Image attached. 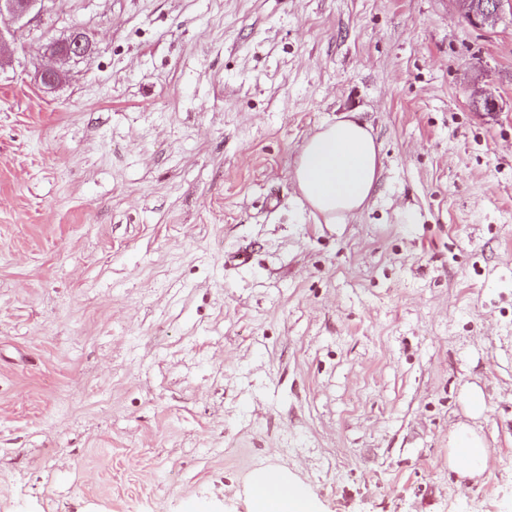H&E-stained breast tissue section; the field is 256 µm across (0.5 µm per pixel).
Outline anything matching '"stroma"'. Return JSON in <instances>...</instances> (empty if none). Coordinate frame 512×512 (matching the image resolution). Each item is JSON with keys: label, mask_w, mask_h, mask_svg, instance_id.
Wrapping results in <instances>:
<instances>
[{"label": "stroma", "mask_w": 512, "mask_h": 512, "mask_svg": "<svg viewBox=\"0 0 512 512\" xmlns=\"http://www.w3.org/2000/svg\"><path fill=\"white\" fill-rule=\"evenodd\" d=\"M1 36L0 512H247L268 464L323 512H512V13L47 0ZM344 112L380 184L320 224L292 171ZM91 50L92 42L79 29H73L65 42L52 41L46 47V51L52 57L64 60L81 59L88 55ZM462 399L465 404V412L468 418H481L488 409L486 396L477 386L468 387L463 392ZM487 444L468 422L458 423L448 435V465L459 473V484L480 479L488 469Z\"/></svg>", "instance_id": "35a3bbf8"}]
</instances>
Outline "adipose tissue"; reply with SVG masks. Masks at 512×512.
Returning a JSON list of instances; mask_svg holds the SVG:
<instances>
[{
    "instance_id": "ef3b65f1",
    "label": "adipose tissue",
    "mask_w": 512,
    "mask_h": 512,
    "mask_svg": "<svg viewBox=\"0 0 512 512\" xmlns=\"http://www.w3.org/2000/svg\"><path fill=\"white\" fill-rule=\"evenodd\" d=\"M380 146L356 113L342 114L303 143L294 183L311 214L327 224H343L359 214L379 183ZM467 419L448 435V464L461 481L482 478L488 468L486 441L474 419L488 409L484 392L468 387L463 395ZM249 512H319L316 498L287 468L268 466L249 481Z\"/></svg>"
}]
</instances>
